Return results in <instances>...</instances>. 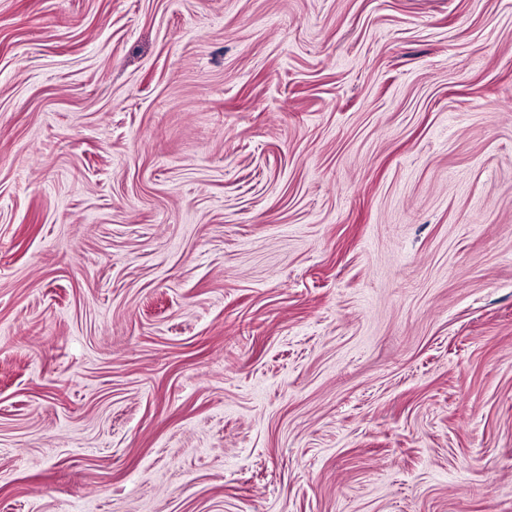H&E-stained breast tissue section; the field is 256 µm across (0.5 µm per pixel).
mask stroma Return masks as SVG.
Here are the masks:
<instances>
[{"label": "stroma", "instance_id": "35a3bbf8", "mask_svg": "<svg viewBox=\"0 0 512 512\" xmlns=\"http://www.w3.org/2000/svg\"><path fill=\"white\" fill-rule=\"evenodd\" d=\"M0 512H512V0H0Z\"/></svg>", "mask_w": 512, "mask_h": 512}]
</instances>
